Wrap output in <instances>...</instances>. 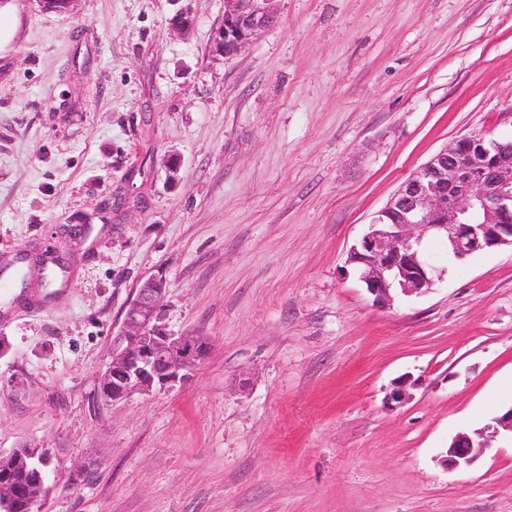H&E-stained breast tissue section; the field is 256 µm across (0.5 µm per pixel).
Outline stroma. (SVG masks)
I'll use <instances>...</instances> for the list:
<instances>
[{
    "mask_svg": "<svg viewBox=\"0 0 512 512\" xmlns=\"http://www.w3.org/2000/svg\"><path fill=\"white\" fill-rule=\"evenodd\" d=\"M16 2L0 449H53L43 512H512V435L439 463L512 408V249L456 263L426 237L432 288L386 305L347 262L440 150L512 141V0H276L228 63L224 0ZM154 274L170 329L208 353L181 386L104 404L112 335ZM486 432L477 433V439L467 433L457 435L439 461L449 471L473 464L486 450L492 448V442L501 430L512 435V408L493 418ZM490 430V432H488Z\"/></svg>",
    "mask_w": 512,
    "mask_h": 512,
    "instance_id": "stroma-1",
    "label": "stroma"
}]
</instances>
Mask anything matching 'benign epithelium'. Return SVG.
<instances>
[{
	"label": "benign epithelium",
	"mask_w": 512,
	"mask_h": 512,
	"mask_svg": "<svg viewBox=\"0 0 512 512\" xmlns=\"http://www.w3.org/2000/svg\"><path fill=\"white\" fill-rule=\"evenodd\" d=\"M275 0H224V24L211 52L235 58L259 32L275 24ZM444 239L456 261L504 246L512 247V142L466 136L441 150L412 173L369 224L349 254L360 281L386 304L394 294H422L434 283L436 267L423 248L425 235ZM166 279H145L125 309L112 338L111 360L100 377L106 403L165 390L186 382L205 356L208 342L193 333L175 335L164 321ZM411 384L394 385L387 402L410 399ZM512 433V408L493 418L473 438L457 435L439 461L449 471L473 464L492 447L500 431ZM52 452L26 443L0 452V512H42L49 494Z\"/></svg>",
	"instance_id": "obj_1"
}]
</instances>
